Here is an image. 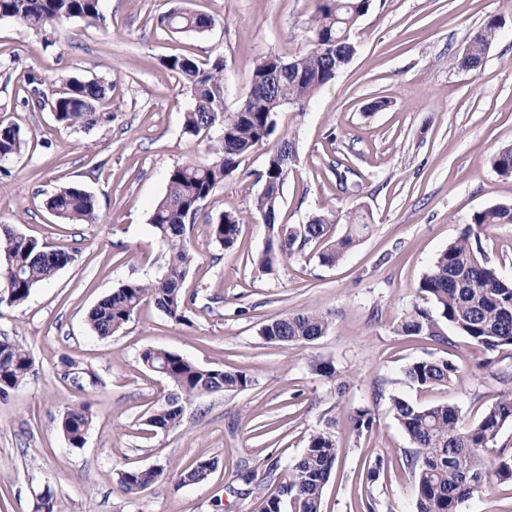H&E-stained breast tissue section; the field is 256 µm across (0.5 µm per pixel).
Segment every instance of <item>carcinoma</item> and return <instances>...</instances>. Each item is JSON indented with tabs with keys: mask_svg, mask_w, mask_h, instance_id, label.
Returning a JSON list of instances; mask_svg holds the SVG:
<instances>
[{
	"mask_svg": "<svg viewBox=\"0 0 512 512\" xmlns=\"http://www.w3.org/2000/svg\"><path fill=\"white\" fill-rule=\"evenodd\" d=\"M371 0H316L313 38L308 48L289 60L294 69L276 78L268 71V57L260 58L252 79L272 83L271 93L249 95L234 110L224 101V57L208 63L186 55H171L161 65L182 78L192 90V105L183 112V126L193 135H208L207 151L212 159L187 162L174 167L164 195L150 217L159 240L167 250L168 260L162 276L154 281H132L100 300L88 314V325L100 338H109L124 329L145 303L154 304L171 320L188 322L189 306L182 291L193 261L192 247L186 238L190 214H196L224 179L236 171L242 158L266 143L277 128V114L289 103L300 110L317 91L335 80L351 62L357 47L347 28L355 27L370 8ZM0 17L13 18L26 28L47 34L59 24L80 20L89 26L105 22L100 0H0ZM213 23L209 16L173 9L159 24L174 34L202 33ZM501 22L487 21L469 41L468 55L456 57L459 67L480 65L496 36ZM336 53L338 64L329 61L326 48ZM108 86L95 78L69 80L66 89L52 94L50 110L55 122L65 128H90L112 123L106 109ZM292 138L279 137L268 154L263 187L256 196L253 210L245 216L224 212L211 223L212 238L224 249L232 248L240 225L255 217L269 227L276 225L283 200V186L297 155ZM27 140L20 128L0 125V162L25 150ZM493 166L503 176H512V147H505L493 157ZM44 206L65 224H94L100 221L93 195L78 186L61 187L44 200ZM337 216L333 211L318 213L298 226H281L278 238L268 241L258 256L257 266L269 272L279 262L298 260L307 250L327 266L337 264L357 246L369 225L348 216L345 232L334 233ZM501 224H512V204H497L473 214L464 233L450 242L437 256L429 271L419 281L417 292L430 298L435 311L417 304L403 312L393 325L398 336L434 338L444 344L441 326L468 337L488 353L512 347V280L502 278L489 265L482 247V237ZM74 255L67 249L52 248L23 235L7 225H0V302L9 307L25 303L35 288L54 278L71 265ZM329 328L321 313L305 310L270 321L260 334L269 343L283 346H307L320 339ZM145 368H162V376L177 388V394L165 400L146 419L151 430L168 431L180 425L183 404L203 394L244 391L253 380L243 371L203 368L183 356L160 348L140 353ZM32 359L22 346L0 340V396H6L29 377ZM459 368L451 359L416 360L404 369L407 382L420 389L445 387L457 377ZM504 390L482 416L470 421L461 410L448 403L419 406L399 396L391 397V411L406 433L411 448L403 451L402 465L414 480L417 512H463L465 504L482 492L491 478L512 479V453H501L487 464L483 449L495 442L500 431L512 424V371L497 374ZM357 434L373 431L375 418L368 409H358L351 416ZM93 416L86 403L73 404L61 418L60 429L74 448L83 447L92 427ZM339 448L327 430L313 432L306 448L290 463L274 462L266 469L270 486L260 498L257 512H273V505L283 494L294 512H322V498L335 467ZM382 457L375 458L363 472L362 481L371 487L385 468ZM214 463L199 461L174 467L179 482L197 484L205 481ZM165 475L159 467L133 468L120 473L124 491L135 494L153 485Z\"/></svg>",
	"mask_w": 512,
	"mask_h": 512,
	"instance_id": "1",
	"label": "carcinoma"
}]
</instances>
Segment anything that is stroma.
<instances>
[{"label":"stroma","instance_id":"1","mask_svg":"<svg viewBox=\"0 0 512 512\" xmlns=\"http://www.w3.org/2000/svg\"><path fill=\"white\" fill-rule=\"evenodd\" d=\"M174 8L210 16L213 25L201 34L167 33L157 19ZM314 10L315 0H102L104 25L72 20L48 36L0 18V122L28 136L0 178V224L76 253L23 306H0V339L33 359L27 382L0 397V512H36L48 489L64 512H214L218 497L224 512H253L264 490L253 484L230 493L238 469L264 474L272 459H295L326 427L340 455L323 512H359L368 491L360 476L379 456L390 465L369 491L383 512H417L400 462L409 442L391 396L448 402L471 420L498 398L494 370L470 340L458 336L448 347L397 336L392 326L412 304L431 307L418 283L471 215L512 203V176L492 167L496 152L512 146V0H371L353 32V60L304 112L279 114L276 132L294 139L297 162L277 221L298 225L326 210L363 216L371 229L343 261L327 266L311 254L262 273L253 260L270 231L254 219L241 224L233 248L213 240L212 219L248 212L261 191L264 145L243 157L187 227L195 253L183 284L195 298L188 322L146 304L116 336L102 339L89 328L100 299L124 283L160 277L164 248L149 222L153 206L175 166L209 158L201 138L183 129L191 92L161 59L223 57L233 109L249 94L260 57L288 60L306 49ZM492 17L502 27L480 66H453ZM31 75L48 94L73 77L103 80L112 88L111 126H58L34 104ZM349 168L359 179L345 192L336 175ZM69 185L94 196L100 223L63 224L44 208L48 194ZM302 310L329 319L312 345L261 337L264 324ZM147 348L247 372L253 384L200 396L180 426L149 431L146 417L176 388L142 366ZM445 357L459 368L453 383H407L409 363ZM68 359L79 382L64 376ZM314 361L333 364L335 377L314 375ZM79 402L89 403L94 419L84 446L74 448L59 421ZM359 407L375 414L372 434L361 437L350 421ZM200 460L214 469L198 484L169 476L129 494L119 482L126 469Z\"/></svg>","mask_w":512,"mask_h":512}]
</instances>
